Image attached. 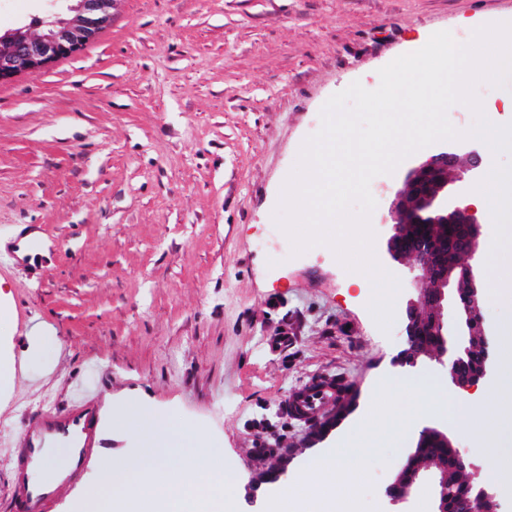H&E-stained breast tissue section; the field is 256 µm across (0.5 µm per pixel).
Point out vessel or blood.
Here are the masks:
<instances>
[{
  "label": "vessel or blood",
  "instance_id": "1",
  "mask_svg": "<svg viewBox=\"0 0 512 512\" xmlns=\"http://www.w3.org/2000/svg\"><path fill=\"white\" fill-rule=\"evenodd\" d=\"M342 384L334 379L315 380L296 390L288 400V411L305 419L330 407L341 398ZM97 406L92 388H77L70 405L38 413L22 428L14 461L12 512H49L59 492L80 478L99 440ZM57 441L68 442V465L52 479L39 477L45 450Z\"/></svg>",
  "mask_w": 512,
  "mask_h": 512
}]
</instances>
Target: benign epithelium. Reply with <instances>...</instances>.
<instances>
[{"label":"benign epithelium","mask_w":512,"mask_h":512,"mask_svg":"<svg viewBox=\"0 0 512 512\" xmlns=\"http://www.w3.org/2000/svg\"><path fill=\"white\" fill-rule=\"evenodd\" d=\"M118 0H75L70 15L55 16L46 32L34 35L31 26L20 25L0 33V82L19 74L41 69L71 56L94 40L109 24ZM480 146L462 140L442 144L424 161L410 166L395 190L385 223L391 226L385 241L388 259L419 273L433 282L420 289L405 305L402 349L392 364L414 368L427 360L446 369L448 380L468 390L490 376L496 367L490 345L479 351L466 345L465 336L486 333L482 315V285L469 260L480 248L481 225L470 206L463 204L464 182L477 179L482 172ZM460 240L455 255L448 250V236ZM354 406L340 401L313 428L310 440H325ZM431 436L449 456L436 468L423 470L410 454L400 467L395 481L386 489L391 504L406 503L425 483L434 491L433 512H500L496 494L479 483H468L467 490L448 494V464L462 471L467 460L453 445L448 432L425 426L418 440ZM285 465L274 464L253 480L255 487L274 484L285 474Z\"/></svg>","instance_id":"1"}]
</instances>
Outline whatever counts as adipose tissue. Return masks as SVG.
Returning <instances> with one entry per match:
<instances>
[{"label":"adipose tissue","instance_id":"ef3b65f1","mask_svg":"<svg viewBox=\"0 0 512 512\" xmlns=\"http://www.w3.org/2000/svg\"><path fill=\"white\" fill-rule=\"evenodd\" d=\"M369 428V423H362L333 448L310 457L306 474L354 485L359 471L353 457L357 449L368 447L365 432ZM102 470L105 484L86 492L81 512H112L110 489L114 486L134 504V512H224L223 454H192L174 466L154 442L136 461L118 467L107 460Z\"/></svg>","mask_w":512,"mask_h":512}]
</instances>
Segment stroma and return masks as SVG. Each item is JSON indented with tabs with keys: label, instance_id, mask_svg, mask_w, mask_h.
<instances>
[{
	"label": "stroma",
	"instance_id": "35a3bbf8",
	"mask_svg": "<svg viewBox=\"0 0 512 512\" xmlns=\"http://www.w3.org/2000/svg\"><path fill=\"white\" fill-rule=\"evenodd\" d=\"M68 0H0V30L66 12ZM512 18V0H119L109 25L72 56L0 83V512H11L19 433L37 413L95 389L102 449L54 512L102 485V460H137L147 436L190 432L220 451L224 495L245 507L249 476L274 458L281 480L258 491L275 512L305 481L310 424L288 398L321 377L357 392L352 427L380 417L357 483L321 488L359 512H385L386 487L419 429L445 428L468 476L502 494L496 459L512 433V393L483 383L481 434L455 417L463 391L429 363L393 368L404 342L399 279L381 329L371 280L327 244L293 255L268 241L283 186L327 100L418 51L438 31ZM407 170L375 177L374 253L388 266L385 220ZM441 414L411 419V395ZM149 415V434L131 428ZM406 414L401 439L389 420Z\"/></svg>",
	"mask_w": 512,
	"mask_h": 512
}]
</instances>
